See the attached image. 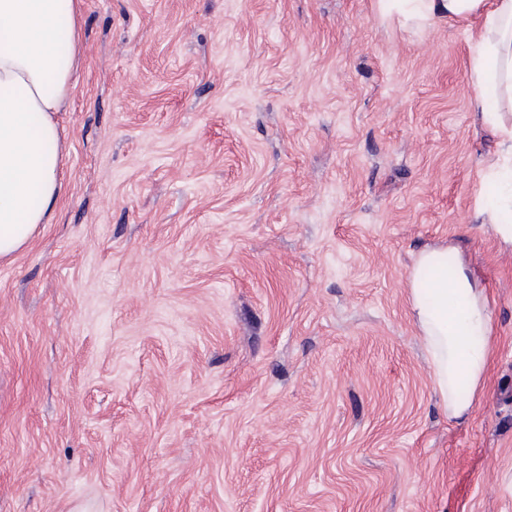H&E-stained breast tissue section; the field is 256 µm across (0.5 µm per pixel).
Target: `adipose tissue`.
I'll list each match as a JSON object with an SVG mask.
<instances>
[{
    "mask_svg": "<svg viewBox=\"0 0 512 512\" xmlns=\"http://www.w3.org/2000/svg\"><path fill=\"white\" fill-rule=\"evenodd\" d=\"M386 16L424 27L477 16L470 35L471 107L499 149L477 211L512 242V0H380ZM81 0H0V261H12L47 223L62 194L64 145L56 114L75 90L82 59ZM410 304L434 392L452 419L470 410L490 350L485 288L451 246L422 250L409 275Z\"/></svg>",
    "mask_w": 512,
    "mask_h": 512,
    "instance_id": "obj_1",
    "label": "adipose tissue"
}]
</instances>
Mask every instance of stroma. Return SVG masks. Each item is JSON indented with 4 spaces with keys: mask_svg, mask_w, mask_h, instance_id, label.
Listing matches in <instances>:
<instances>
[{
    "mask_svg": "<svg viewBox=\"0 0 512 512\" xmlns=\"http://www.w3.org/2000/svg\"><path fill=\"white\" fill-rule=\"evenodd\" d=\"M49 223L0 262V512H512V244L463 25L379 0H83ZM486 288L467 418L418 252ZM448 258L451 266L448 273ZM410 304L430 362V380L449 419H461L477 392L490 350L492 317L486 289L451 246L422 250L409 275Z\"/></svg>",
    "mask_w": 512,
    "mask_h": 512,
    "instance_id": "stroma-1",
    "label": "stroma"
}]
</instances>
